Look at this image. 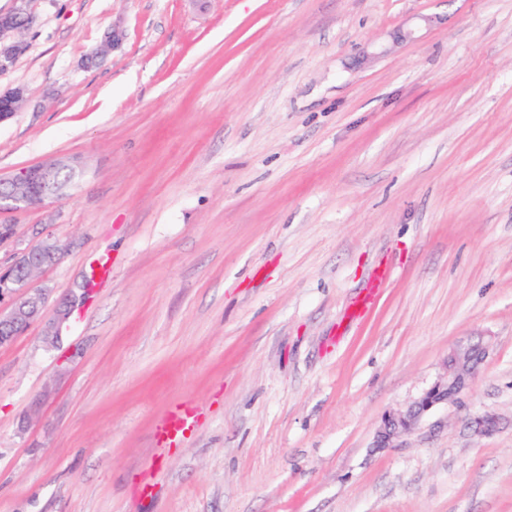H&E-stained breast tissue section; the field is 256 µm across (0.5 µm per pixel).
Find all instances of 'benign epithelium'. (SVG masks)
I'll list each match as a JSON object with an SVG mask.
<instances>
[{
  "label": "benign epithelium",
  "instance_id": "obj_1",
  "mask_svg": "<svg viewBox=\"0 0 512 512\" xmlns=\"http://www.w3.org/2000/svg\"><path fill=\"white\" fill-rule=\"evenodd\" d=\"M32 19L23 9L0 11V70L8 68L28 50V43L19 33L30 25ZM23 100V91L15 88L0 92V122L12 117ZM69 165L60 159H47L38 165L21 169L14 175L0 177V205L15 210H32L42 207L46 201L58 196L55 173L68 170ZM67 245L51 239L24 249L12 265L0 271V302L10 298L8 307H0V333L18 336L35 320L43 321L45 340H57V325L68 316L64 306L69 301L54 305V313L45 318L49 307L48 290L41 288L35 293L26 291L29 283L42 269L58 264ZM485 351L471 347L456 351L448 357L447 373L419 399L405 410L388 413L377 429V447L388 448L394 439L411 432L419 421L435 406L458 400L466 388Z\"/></svg>",
  "mask_w": 512,
  "mask_h": 512
}]
</instances>
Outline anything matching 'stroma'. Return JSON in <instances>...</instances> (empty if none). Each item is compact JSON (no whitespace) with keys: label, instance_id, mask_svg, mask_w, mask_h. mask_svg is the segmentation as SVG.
Returning a JSON list of instances; mask_svg holds the SVG:
<instances>
[{"label":"stroma","instance_id":"obj_1","mask_svg":"<svg viewBox=\"0 0 512 512\" xmlns=\"http://www.w3.org/2000/svg\"><path fill=\"white\" fill-rule=\"evenodd\" d=\"M27 9L0 177L74 174L0 209V269L68 241L40 283L92 290L0 345V512H512V0ZM470 345L460 403L376 447ZM68 168L69 165L63 160L47 159L38 165L23 168L10 177H0V207L6 204L15 210L41 208L46 201L58 196L57 184L63 189L69 182L72 175L70 177L68 172H61L57 176V183L54 181L56 172L69 171ZM190 411L175 408L169 411L157 424L155 437L158 443L171 445L179 441L192 427Z\"/></svg>","mask_w":512,"mask_h":512}]
</instances>
